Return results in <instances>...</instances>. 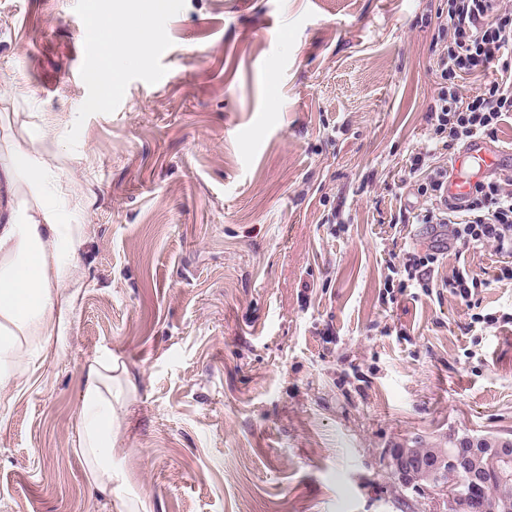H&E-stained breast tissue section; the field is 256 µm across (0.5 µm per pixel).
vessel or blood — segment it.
<instances>
[{
  "mask_svg": "<svg viewBox=\"0 0 512 512\" xmlns=\"http://www.w3.org/2000/svg\"><path fill=\"white\" fill-rule=\"evenodd\" d=\"M502 152L485 139H474L456 156L448 179V194L454 202L465 201L474 185L495 170Z\"/></svg>",
  "mask_w": 512,
  "mask_h": 512,
  "instance_id": "obj_1",
  "label": "vessel or blood"
}]
</instances>
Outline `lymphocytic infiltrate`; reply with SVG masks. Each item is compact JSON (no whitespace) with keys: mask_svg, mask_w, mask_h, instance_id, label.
<instances>
[{"mask_svg":"<svg viewBox=\"0 0 512 512\" xmlns=\"http://www.w3.org/2000/svg\"><path fill=\"white\" fill-rule=\"evenodd\" d=\"M440 30L432 45L439 82L426 116L431 146L413 154L410 171L417 176L413 190L422 223L451 225V240L444 250L405 251L387 266L398 275L399 287L427 292L448 253L459 256L488 244L499 254L512 255V174L483 178L459 206L447 195V167L433 161L436 151L451 153L473 138L495 137L505 119L512 118V0H448ZM472 74L482 81L466 97L458 81Z\"/></svg>","mask_w":512,"mask_h":512,"instance_id":"f902f5d3","label":"lymphocytic infiltrate"}]
</instances>
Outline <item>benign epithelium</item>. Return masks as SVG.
<instances>
[{
    "label": "benign epithelium",
    "mask_w": 512,
    "mask_h": 512,
    "mask_svg": "<svg viewBox=\"0 0 512 512\" xmlns=\"http://www.w3.org/2000/svg\"><path fill=\"white\" fill-rule=\"evenodd\" d=\"M480 442L463 438L454 447L441 449V457L420 456L413 448H389L383 462L401 487L431 497L445 512H481L484 486L512 478V442L501 440L489 449ZM450 470L458 475L454 482L448 480Z\"/></svg>",
    "instance_id": "7a95c632"
}]
</instances>
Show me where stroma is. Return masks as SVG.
<instances>
[{"label": "stroma", "mask_w": 512, "mask_h": 512, "mask_svg": "<svg viewBox=\"0 0 512 512\" xmlns=\"http://www.w3.org/2000/svg\"><path fill=\"white\" fill-rule=\"evenodd\" d=\"M448 0H169L100 105L84 0H0V144L44 142L80 205L59 349L0 396V512H433L383 465L512 439V324L387 288L418 224ZM483 245L444 260L490 279ZM124 367L112 493L72 450L86 365Z\"/></svg>", "instance_id": "1"}]
</instances>
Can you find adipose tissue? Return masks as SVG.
<instances>
[{"label": "adipose tissue", "mask_w": 512, "mask_h": 512, "mask_svg": "<svg viewBox=\"0 0 512 512\" xmlns=\"http://www.w3.org/2000/svg\"><path fill=\"white\" fill-rule=\"evenodd\" d=\"M85 36L97 50L91 78L98 100L120 80L125 64L144 59L150 15L135 5L128 20L103 18L100 0H87ZM123 46L124 57L114 49ZM63 171L28 144L0 147V395L17 390L54 336L60 335L82 286L78 274L86 226L66 207ZM120 377L110 357L86 367L74 428L73 450L91 483L112 492V450L122 408Z\"/></svg>", "instance_id": "1"}]
</instances>
